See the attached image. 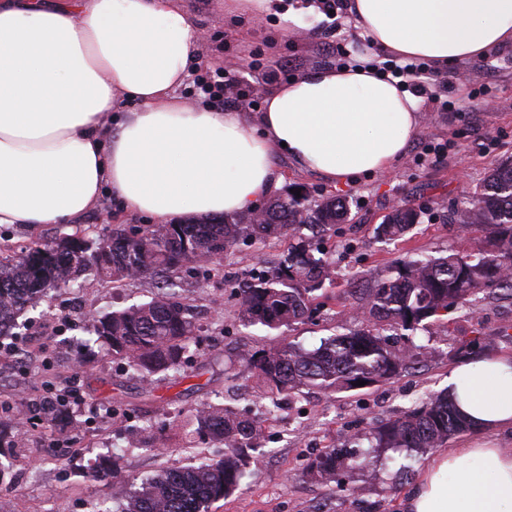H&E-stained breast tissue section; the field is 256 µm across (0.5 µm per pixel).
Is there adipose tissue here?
Masks as SVG:
<instances>
[{"label":"adipose tissue","mask_w":512,"mask_h":512,"mask_svg":"<svg viewBox=\"0 0 512 512\" xmlns=\"http://www.w3.org/2000/svg\"><path fill=\"white\" fill-rule=\"evenodd\" d=\"M373 47L440 68L512 45V0H350ZM184 0H0V226H76L103 191L157 223L257 208L278 155L331 182L381 172L420 129L417 100L369 69L313 68L256 122L175 97L198 66ZM139 109L125 111L126 101ZM448 399L470 426L406 512H512V354L465 362Z\"/></svg>","instance_id":"adipose-tissue-1"}]
</instances>
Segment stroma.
Returning a JSON list of instances; mask_svg holds the SVG:
<instances>
[{"label":"stroma","instance_id":"stroma-1","mask_svg":"<svg viewBox=\"0 0 512 512\" xmlns=\"http://www.w3.org/2000/svg\"><path fill=\"white\" fill-rule=\"evenodd\" d=\"M225 0H187L205 31L200 44L203 66L235 71L243 89L267 90L264 72L276 71L277 82L310 68L337 65L336 45L359 38L347 9H339L336 30L325 38V14L316 0H280L266 16H228ZM445 88L418 99L421 129L405 155L390 169L337 186L299 171L285 158L277 164L282 189L303 187L314 198L342 196L349 216L322 237L336 270L317 308L293 330L246 328L237 319L234 280L252 269L274 266L288 249V237L249 243L225 257L220 271L202 277L183 268L174 291L190 310L199 311L196 353L173 376L142 381L128 375L96 344L87 343L84 324L91 316L150 299L155 284L134 280L120 288L83 276L80 284L48 294L18 320L13 335L0 338V429L18 432L43 398L44 378L75 387L81 400L70 404L67 422L36 424L24 447L0 459L10 478L0 484V512H97L112 500L110 480L93 481L88 473L98 462L117 458L129 488L162 467L208 460L216 448H188L171 440L164 452L129 447V437L165 418L181 419L205 403H228L260 422L266 452L240 488L216 501L209 512H405L411 486L421 476L429 454L395 455L386 461L382 480L360 475L320 479L306 470L308 461L328 446L347 443L374 427L421 405L428 394L445 389L449 372L461 363L460 341L472 344L473 356L512 351V294L482 293L473 309L449 312L443 322L428 323L411 335L420 353L398 376L385 382L324 396L309 391L283 400L275 419L266 416L270 395L259 392L246 366L255 351L297 342L307 348L322 338L356 329L351 308L362 306L375 279L411 257H438L469 250L470 243L451 224V213L479 188L499 162L512 157V47L480 59L451 65ZM448 146L440 164L421 161V139ZM401 202L420 212V221L397 241H381L376 229ZM144 216L122 213L111 193L82 224L89 238L122 224H147ZM26 355L18 368L12 351ZM120 403V413L106 408Z\"/></svg>","mask_w":512,"mask_h":512}]
</instances>
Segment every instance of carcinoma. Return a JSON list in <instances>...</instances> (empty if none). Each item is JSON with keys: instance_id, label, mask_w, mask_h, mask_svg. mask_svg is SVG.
<instances>
[{"instance_id": "carcinoma-1", "label": "carcinoma", "mask_w": 512, "mask_h": 512, "mask_svg": "<svg viewBox=\"0 0 512 512\" xmlns=\"http://www.w3.org/2000/svg\"><path fill=\"white\" fill-rule=\"evenodd\" d=\"M344 200L312 201L306 192H286L254 211L176 224L144 227L118 225L92 242L81 230L48 243H35L16 257L0 256V337L47 293L71 288L88 271L120 287L141 278L157 281L150 301L92 320L90 332L132 376L149 380L178 372L189 357L197 327L190 311L170 292L173 277L188 264L209 274L224 256L252 240L289 235L292 242L280 263L270 270L246 273L237 283L238 319L245 326L280 330L301 323L333 274L328 251L302 229L343 222ZM420 214L404 203L377 227L385 240L403 238ZM473 243L466 252L400 262L395 273L367 290V320L345 334L330 336L314 349L286 344L248 358L257 386L292 396L304 389L326 394L351 391L358 381L368 385L400 374L412 350L391 347L385 332L416 331L431 319L442 320L487 289L512 293V160L503 161L486 184L454 214ZM469 430L448 401L447 393L365 434L368 448L333 445L308 464V473L330 479L348 478L382 450L424 453ZM188 445L197 440L224 447L222 456L197 466H171L144 480L127 498L124 512H208L211 503L231 496L262 449V428L230 405H205L176 422L141 429L132 448H166L169 432Z\"/></svg>"}]
</instances>
